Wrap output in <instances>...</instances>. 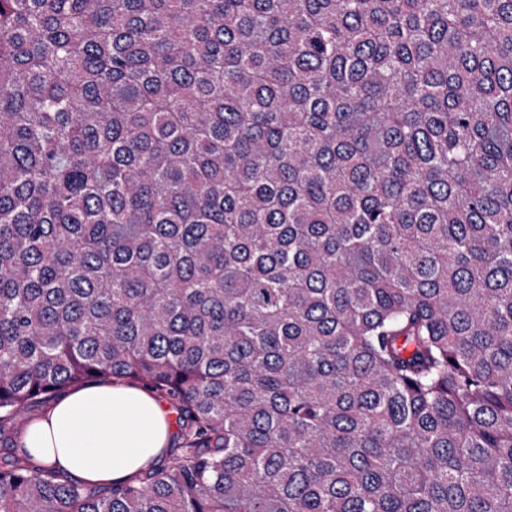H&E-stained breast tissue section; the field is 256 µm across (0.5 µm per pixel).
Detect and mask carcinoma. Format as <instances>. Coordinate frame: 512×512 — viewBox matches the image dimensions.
Listing matches in <instances>:
<instances>
[{"mask_svg":"<svg viewBox=\"0 0 512 512\" xmlns=\"http://www.w3.org/2000/svg\"><path fill=\"white\" fill-rule=\"evenodd\" d=\"M132 381L78 483L6 424ZM0 512H512V0H0ZM136 387L170 411V437L172 446L178 447L175 408ZM70 388L60 389L28 410V422L49 411L28 427L22 440L36 462L79 481L112 486L165 455V412L147 393L123 384Z\"/></svg>","mask_w":512,"mask_h":512,"instance_id":"obj_1","label":"carcinoma"}]
</instances>
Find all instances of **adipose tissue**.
Returning a JSON list of instances; mask_svg holds the SVG:
<instances>
[{
  "mask_svg": "<svg viewBox=\"0 0 512 512\" xmlns=\"http://www.w3.org/2000/svg\"><path fill=\"white\" fill-rule=\"evenodd\" d=\"M167 442L161 405L123 384L66 392L23 437L36 462L102 486L128 480L159 461Z\"/></svg>",
  "mask_w": 512,
  "mask_h": 512,
  "instance_id": "obj_1",
  "label": "adipose tissue"
}]
</instances>
